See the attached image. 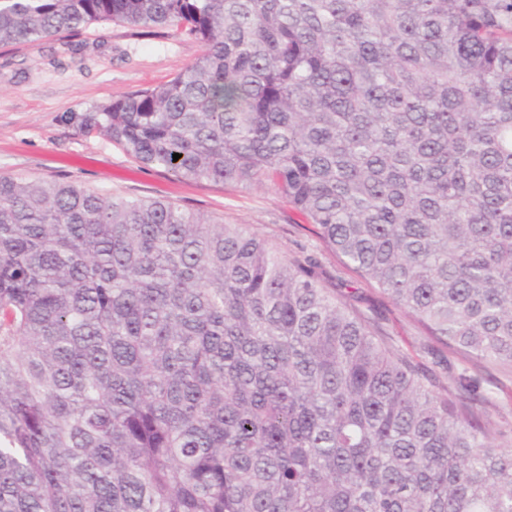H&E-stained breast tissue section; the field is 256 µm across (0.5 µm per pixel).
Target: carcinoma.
<instances>
[{"instance_id":"1","label":"carcinoma","mask_w":512,"mask_h":512,"mask_svg":"<svg viewBox=\"0 0 512 512\" xmlns=\"http://www.w3.org/2000/svg\"><path fill=\"white\" fill-rule=\"evenodd\" d=\"M99 22L203 51L86 127L273 192L431 339L512 367V0H0V46ZM317 264L0 175V512H512L493 399Z\"/></svg>"}]
</instances>
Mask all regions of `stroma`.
I'll list each match as a JSON object with an SVG mask.
<instances>
[{"label": "stroma", "instance_id": "stroma-1", "mask_svg": "<svg viewBox=\"0 0 512 512\" xmlns=\"http://www.w3.org/2000/svg\"><path fill=\"white\" fill-rule=\"evenodd\" d=\"M196 40L156 27L101 22L65 38L0 47V175L73 183L133 199H163L216 223L246 224L280 250L314 255L328 291L347 283L356 306L375 319L385 339L422 367V330L378 289L345 269L310 231L306 218L260 187L185 181L148 167L83 117L128 93L169 81L201 53ZM469 367L477 393H492L496 422H512V370L444 352Z\"/></svg>", "mask_w": 512, "mask_h": 512}]
</instances>
